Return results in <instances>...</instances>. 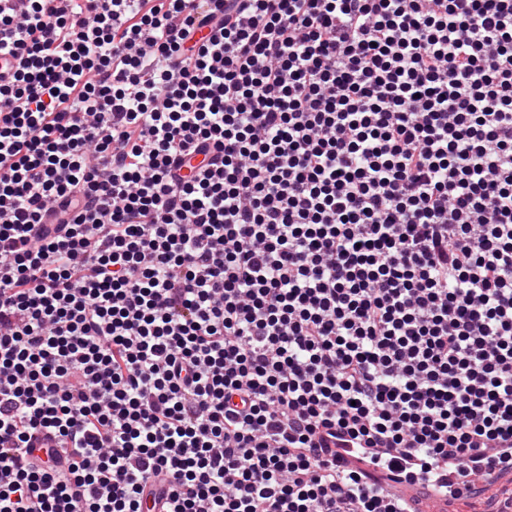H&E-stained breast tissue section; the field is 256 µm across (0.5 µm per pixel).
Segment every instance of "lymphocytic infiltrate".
Masks as SVG:
<instances>
[{
    "label": "lymphocytic infiltrate",
    "mask_w": 512,
    "mask_h": 512,
    "mask_svg": "<svg viewBox=\"0 0 512 512\" xmlns=\"http://www.w3.org/2000/svg\"><path fill=\"white\" fill-rule=\"evenodd\" d=\"M2 42L0 512H512V0H26Z\"/></svg>",
    "instance_id": "1"
}]
</instances>
